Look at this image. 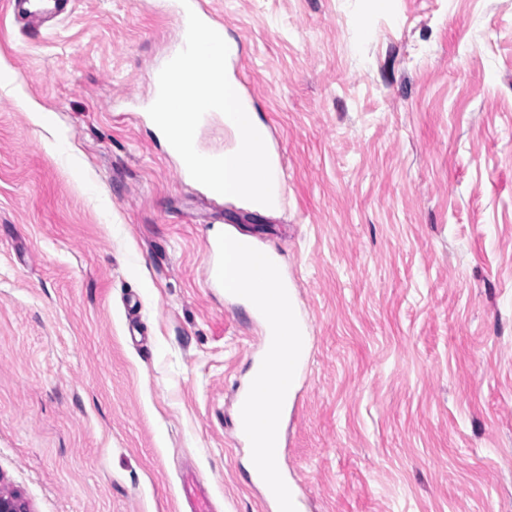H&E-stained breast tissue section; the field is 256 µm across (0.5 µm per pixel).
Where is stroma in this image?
<instances>
[{
  "instance_id": "35a3bbf8",
  "label": "stroma",
  "mask_w": 512,
  "mask_h": 512,
  "mask_svg": "<svg viewBox=\"0 0 512 512\" xmlns=\"http://www.w3.org/2000/svg\"><path fill=\"white\" fill-rule=\"evenodd\" d=\"M162 0H73L0 57V492L32 512H268L233 389L248 306L218 233L274 252L310 336L280 459L302 512H512V0H204L282 156L281 204L211 196L147 109ZM182 493L190 512H213V505L208 489L194 477L186 478L182 483Z\"/></svg>"
}]
</instances>
